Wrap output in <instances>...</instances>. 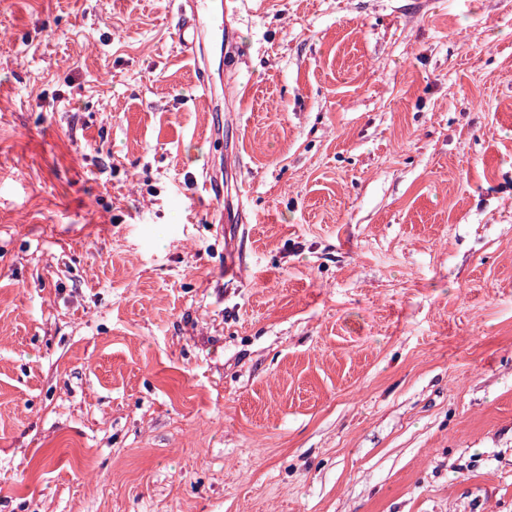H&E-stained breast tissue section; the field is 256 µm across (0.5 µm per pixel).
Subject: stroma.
<instances>
[{"mask_svg":"<svg viewBox=\"0 0 512 512\" xmlns=\"http://www.w3.org/2000/svg\"><path fill=\"white\" fill-rule=\"evenodd\" d=\"M178 10L0 0V512H512V0ZM233 0H184L179 10V19L176 24L179 41L185 53L194 58L198 79L196 86L201 96L211 99L214 93V85L210 76L206 75L207 67L204 53V38L206 35L212 40L224 43V59L227 62L226 71H230L235 59L237 49L234 37L231 33V21L228 20L231 10L235 18ZM200 57L204 68L201 67Z\"/></svg>","mask_w":512,"mask_h":512,"instance_id":"obj_1","label":"stroma"}]
</instances>
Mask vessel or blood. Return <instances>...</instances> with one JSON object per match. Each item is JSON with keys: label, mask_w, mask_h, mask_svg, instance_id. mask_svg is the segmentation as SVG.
Listing matches in <instances>:
<instances>
[{"label": "vessel or blood", "mask_w": 512, "mask_h": 512, "mask_svg": "<svg viewBox=\"0 0 512 512\" xmlns=\"http://www.w3.org/2000/svg\"><path fill=\"white\" fill-rule=\"evenodd\" d=\"M232 8V0H183L176 29L184 52L203 57L204 41L209 38L223 42L225 60L233 61L237 49L228 19Z\"/></svg>", "instance_id": "b4317fda"}]
</instances>
